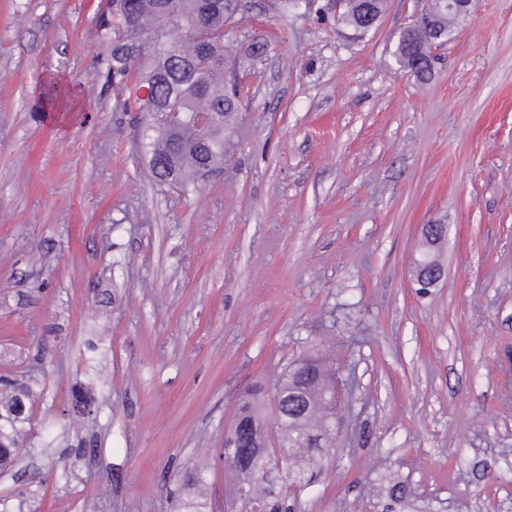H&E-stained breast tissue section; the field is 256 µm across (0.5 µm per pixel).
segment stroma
Returning <instances> with one entry per match:
<instances>
[{
	"label": "stroma",
	"instance_id": "35a3bbf8",
	"mask_svg": "<svg viewBox=\"0 0 512 512\" xmlns=\"http://www.w3.org/2000/svg\"><path fill=\"white\" fill-rule=\"evenodd\" d=\"M106 3L0 0V373L54 365L27 467L87 450L11 512H176L202 466L224 512L211 449L321 336L350 388L302 512H512V0H474L423 82L392 50L431 0H385L363 35L334 0H237L227 40L269 51L187 195L104 78ZM428 224L447 276L422 295ZM93 336L97 382L74 360Z\"/></svg>",
	"mask_w": 512,
	"mask_h": 512
}]
</instances>
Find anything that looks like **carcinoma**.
Returning a JSON list of instances; mask_svg holds the SVG:
<instances>
[{
    "mask_svg": "<svg viewBox=\"0 0 512 512\" xmlns=\"http://www.w3.org/2000/svg\"><path fill=\"white\" fill-rule=\"evenodd\" d=\"M149 2L111 0V15L99 23L107 44L100 64L108 81L124 95L126 108L140 113L144 120L137 139L156 185L186 193L196 188L207 171L224 165V127L240 106L230 79L241 61L233 55L232 47L224 44V10L229 8L230 0H213L214 10L204 26L197 21L199 0H164L165 11L160 15L147 8ZM381 2L372 0L368 10L365 0H347L339 21L359 32L367 16L381 15ZM431 14L442 34L448 35V13L440 0H433ZM168 24L182 26L185 35L178 44L165 48L164 29ZM428 45L427 29L410 27L396 43V64L410 68L414 57L428 50ZM130 56L137 60L134 78L127 65ZM201 112L214 114L213 131L206 141L196 121ZM104 355L101 343L90 340L85 350L78 352L77 362L93 379ZM298 361L305 367L295 373V364H289L274 385L270 407L280 401L281 413H266L265 393L259 386L241 398L229 425L236 429L235 446L231 448L236 466L224 471L225 486L234 489L246 485L251 512H295L293 501L299 494L297 490L288 492L293 461H284L283 473L269 479L257 471L266 453L261 438L268 425L277 428L285 449L305 460L302 487L309 484L313 471L336 448V434L326 421L327 388L336 379L330 351L326 345L312 342ZM46 376L45 372L20 382L13 372L0 374V412L14 411L21 401L29 407L39 403L46 394ZM306 409L310 413H304ZM29 424V415L25 414L4 431L1 460L17 465L24 460L22 440ZM303 431L318 438L320 447L289 446V439ZM207 484V469L190 473L171 492L179 512H209L208 501L202 496Z\"/></svg>",
    "mask_w": 512,
    "mask_h": 512,
    "instance_id": "1",
    "label": "carcinoma"
}]
</instances>
